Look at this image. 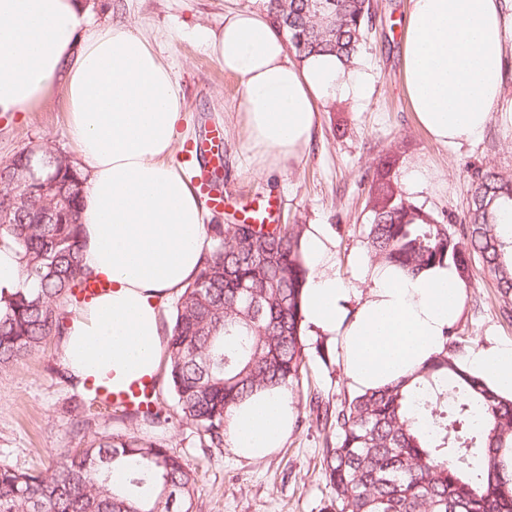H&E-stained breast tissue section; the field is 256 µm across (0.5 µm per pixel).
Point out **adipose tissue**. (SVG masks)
<instances>
[{"mask_svg": "<svg viewBox=\"0 0 512 512\" xmlns=\"http://www.w3.org/2000/svg\"><path fill=\"white\" fill-rule=\"evenodd\" d=\"M507 0H410L402 34L403 85L419 125L435 142L481 141L503 102ZM209 54L238 75L252 147L271 166L300 160L320 108L362 97L368 79L325 53L294 61L256 11H236L205 34ZM60 96L84 164L83 263L110 292L80 307L62 362L81 385L120 389L167 363L161 309L191 283L209 250L197 194L172 164L184 100L171 64L124 24L94 23L84 0H0V112H26ZM311 270L303 322L344 341V372L358 392L413 374L442 351L466 288L448 264L409 276L360 260L361 287L333 270L319 224L301 236ZM466 361L512 394V341L471 350ZM296 403L290 387L262 389L233 406L228 441L244 459L283 447Z\"/></svg>", "mask_w": 512, "mask_h": 512, "instance_id": "obj_1", "label": "adipose tissue"}]
</instances>
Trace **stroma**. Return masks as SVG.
I'll return each mask as SVG.
<instances>
[{
    "label": "stroma",
    "mask_w": 512,
    "mask_h": 512,
    "mask_svg": "<svg viewBox=\"0 0 512 512\" xmlns=\"http://www.w3.org/2000/svg\"><path fill=\"white\" fill-rule=\"evenodd\" d=\"M98 24L119 20L150 39L155 51L174 65L185 102L188 136L222 129L223 208L210 211L213 224H234L245 211L272 204L280 224L324 225L334 244L337 276L360 287L357 261L368 257L366 227L369 190L385 155L396 156L392 182L417 205L453 218L461 228L478 172L495 169L512 179V124L492 121L474 144L450 147L433 142L419 127L401 76L402 21L408 0H373L376 17L356 61L367 74L363 97L324 105L301 160L272 172L262 169L258 150L247 146L242 86L205 49L199 28L219 30L226 14L261 11L262 0H87ZM40 146L74 156L67 114L60 98L31 112L0 113V163L19 151ZM425 172L409 183L412 170ZM467 297L455 333L459 356L498 340H512V320L499 313V293L479 258L471 260ZM306 370L294 387L296 422L284 448L261 461L239 459L231 448H205L192 425L173 414L164 382L156 390L168 425L155 429L126 419L94 401L72 382L61 362L62 341L51 336L41 349L0 372V463L17 470L45 469L68 448L103 435H137L183 456L198 475L194 512H335L324 475L332 430L317 423L309 399L321 393L337 407L351 390L344 375L340 345L314 332L306 334ZM88 419L83 433L75 422Z\"/></svg>",
    "instance_id": "obj_1"
}]
</instances>
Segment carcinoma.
Here are the masks:
<instances>
[{"label":"carcinoma","instance_id":"cac0c4a2","mask_svg":"<svg viewBox=\"0 0 512 512\" xmlns=\"http://www.w3.org/2000/svg\"><path fill=\"white\" fill-rule=\"evenodd\" d=\"M269 22L305 59L332 52L351 65L373 27L371 0H263ZM48 178L64 187L67 206L47 218L29 202L0 214V245L23 253L30 290L0 293V370L68 332L56 302L91 281L81 265L84 179L65 156L46 157ZM368 251L374 262L417 276L448 263L470 280L478 256L512 319V234L502 214L512 207V180L487 169L473 186L461 233L416 205L385 176L373 185ZM210 250L180 296L168 328L167 389L180 420L204 447L224 446L231 407L261 388L300 382L305 368L302 293L309 276L298 224H209ZM250 240L267 253L263 270L230 241ZM253 287L261 313L251 314L241 285ZM459 337L414 374L378 390L354 393L331 412L310 398L316 421L335 430L325 477L336 512H512V487L499 453L512 448V397L491 388L457 358ZM155 426L161 406L128 413ZM121 481H112L117 465ZM196 475L164 445L135 435L104 436L60 455L47 473L0 465V512H193Z\"/></svg>","mask_w":512,"mask_h":512}]
</instances>
